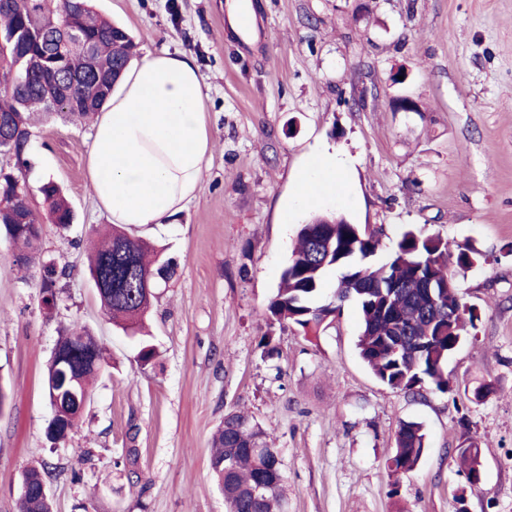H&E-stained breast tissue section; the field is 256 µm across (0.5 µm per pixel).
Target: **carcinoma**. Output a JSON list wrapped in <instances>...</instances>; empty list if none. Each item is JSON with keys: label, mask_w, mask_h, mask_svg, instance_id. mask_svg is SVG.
Instances as JSON below:
<instances>
[{"label": "carcinoma", "mask_w": 512, "mask_h": 512, "mask_svg": "<svg viewBox=\"0 0 512 512\" xmlns=\"http://www.w3.org/2000/svg\"><path fill=\"white\" fill-rule=\"evenodd\" d=\"M51 20L71 27L95 44L91 61L38 39L43 16L40 0H0V37L17 39V48L0 45V69L14 74L10 87L0 94V113L9 118L0 127V235L15 249V262L26 269L51 266L52 277L40 281L45 309L55 306L56 288L67 271L57 269L41 250L46 223L66 229L74 213L61 186L47 180L39 187L44 211L31 208L27 172L33 116H61L86 122L100 112L136 53V43L123 27L96 14L91 0H55ZM64 85L69 97L55 106L46 103L50 88ZM380 246V232L360 228L342 216L313 214L299 225L296 243L282 271L278 288L266 305L267 319L293 324L305 332L330 325L343 305L353 301L360 314L359 357L384 385L414 397L430 386L450 389L445 365L461 345L467 327L478 316L463 301L459 290L442 292L439 302L427 293V284L448 280L450 266L466 270L479 261L466 245H451L438 235L408 230L395 249L380 263L372 262ZM88 273L112 280V287L98 290L110 320L124 331L136 333L150 309L158 288L152 274L167 264L165 280L176 263L126 227L112 225L110 233L90 238ZM336 267L344 272L329 297H323L326 273ZM157 351L151 339L138 338L137 359L150 364ZM105 364L96 336L74 322L63 329L47 367L45 385L56 426L55 441L65 439L90 402L91 386ZM267 447V433L243 413L224 415V424L213 436L210 470L224 492L227 512H285L281 472L275 467V451L253 452ZM426 434L422 425L403 422L395 436V452L388 460L394 474L414 471L424 457ZM467 476L482 472V457L475 442L458 451ZM55 467L44 461L22 473L27 490L20 494L18 512H53L52 496L42 492L43 482ZM268 490L255 500L251 490L259 479Z\"/></svg>", "instance_id": "cac0c4a2"}]
</instances>
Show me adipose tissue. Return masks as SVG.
Returning <instances> with one entry per match:
<instances>
[{
    "label": "adipose tissue",
    "instance_id": "1",
    "mask_svg": "<svg viewBox=\"0 0 512 512\" xmlns=\"http://www.w3.org/2000/svg\"><path fill=\"white\" fill-rule=\"evenodd\" d=\"M213 149L195 60L163 51L130 67L93 125L88 174L112 223L164 224L194 198Z\"/></svg>",
    "mask_w": 512,
    "mask_h": 512
}]
</instances>
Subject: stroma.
Returning a JSON list of instances; mask_svg holds the SVG:
<instances>
[{
    "instance_id": "35a3bbf8",
    "label": "stroma",
    "mask_w": 512,
    "mask_h": 512,
    "mask_svg": "<svg viewBox=\"0 0 512 512\" xmlns=\"http://www.w3.org/2000/svg\"><path fill=\"white\" fill-rule=\"evenodd\" d=\"M253 20L232 33L231 6ZM136 38L139 56L192 55L202 74L214 149L198 195L170 223L134 228L177 262L148 315L158 348L137 345L100 308L84 267L92 230L110 225L87 164L92 125L56 117L32 129L30 201L51 179L74 221L43 227L47 258L66 268L46 312L0 236V512H17L22 471L54 463V512H226L209 466L226 413L244 410L283 463L288 512H512V0H94ZM408 72L405 83L391 76ZM420 106L396 112L391 99ZM335 158V193L316 208L295 186ZM382 231L477 249L456 273L479 319L448 359L450 391L411 397L361 362L359 315L345 303L318 335L265 314L297 228L313 211ZM79 322L107 363L82 417L59 443L44 372L60 327ZM276 348L264 355L259 340ZM489 384L482 401L473 390ZM420 423V465L394 475L401 422ZM481 450L470 486L457 465Z\"/></svg>"
}]
</instances>
